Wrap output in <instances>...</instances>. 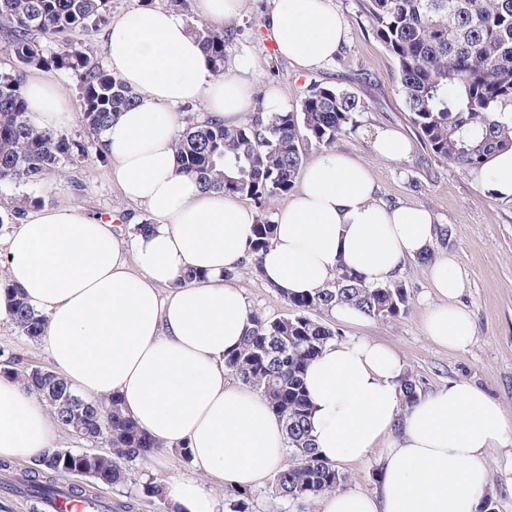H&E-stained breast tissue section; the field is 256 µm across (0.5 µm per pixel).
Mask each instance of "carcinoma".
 Returning a JSON list of instances; mask_svg holds the SVG:
<instances>
[{"instance_id": "1", "label": "carcinoma", "mask_w": 512, "mask_h": 512, "mask_svg": "<svg viewBox=\"0 0 512 512\" xmlns=\"http://www.w3.org/2000/svg\"><path fill=\"white\" fill-rule=\"evenodd\" d=\"M376 37L397 63V81L409 118L432 153L465 170L479 172L496 153L512 148V120L502 108L512 106V0H368ZM109 0H0L5 21L3 39L13 65L0 71V181L37 185L63 164L88 155L85 143L61 130L39 129L32 123L22 93V77L31 67L52 68L76 75L83 100L82 123L95 156L105 159L100 134L138 97L87 52L67 43L48 49L43 39L65 31L91 34L106 23ZM214 75L224 74L234 28L219 32L205 24L193 28ZM364 110L344 89L310 85L299 108L267 113L257 106L251 118L234 128L209 119L194 120L175 144L178 173L224 195L248 198L260 210L267 201L288 194L303 166L302 143L329 148L359 128ZM275 224L263 213L248 246L251 272L272 240ZM12 323L30 340L44 336L46 317L30 306L17 288L4 287ZM293 308L287 317L251 315L252 327L241 347L224 357V368L243 384L259 391L282 420L291 463L276 471L272 487L290 502L315 499L343 488L346 476L321 458L313 447L312 406L305 373L336 328L311 316L348 306L380 320L402 317L409 309L405 285H373L344 266L312 296L286 297ZM3 371L17 373L27 388L46 400L61 428L74 440L98 448L70 450L68 464L58 449L22 475L21 494L30 512H45L59 496L89 503L105 490L126 488L134 467L163 446L126 416L117 398L92 402L71 393L55 372L23 364L16 352L0 351ZM403 405L419 396L416 382L400 380ZM68 472L87 478L60 489L58 476ZM162 489L146 481L118 504L132 512L139 497H160ZM252 492L234 489L229 512H251Z\"/></svg>"}]
</instances>
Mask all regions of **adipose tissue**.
I'll return each instance as SVG.
<instances>
[{
	"instance_id": "ef3b65f1",
	"label": "adipose tissue",
	"mask_w": 512,
	"mask_h": 512,
	"mask_svg": "<svg viewBox=\"0 0 512 512\" xmlns=\"http://www.w3.org/2000/svg\"><path fill=\"white\" fill-rule=\"evenodd\" d=\"M260 27L276 57L302 71L334 63L349 34L331 0H271ZM102 50L113 75L138 96L102 134L111 178L152 224L132 235L64 206L29 213L4 241L0 282L20 288L46 315L43 342L54 370L78 395L118 397L166 450L187 449L195 469L230 487L257 486L283 461V424L258 391L228 384L224 369L251 315L243 289L224 273L248 263L256 214L178 174L175 110L199 104L234 127L255 106L262 63L249 48H235L228 77H214L189 21L147 5L113 19ZM22 91L38 127H64L66 102L51 80L29 77ZM262 95L265 111H282L278 94ZM478 182L512 201V150L493 157ZM274 222L262 278L295 295L326 287L341 265L368 283L391 282L436 236L430 210L384 201L367 167L335 153L302 170ZM190 269L197 279L181 283ZM429 277L438 302L425 318L426 335L466 350L474 325L457 303L462 274L443 258ZM402 374L393 350L361 338L329 342L309 366L319 455L336 463L382 451L375 491L325 495L322 512H480L486 451L507 431L501 404L473 383L452 381L404 409ZM59 432L47 403L16 374L0 373V459L51 454ZM166 495L177 512H216L213 494L192 479H171Z\"/></svg>"
}]
</instances>
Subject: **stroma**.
Here are the masks:
<instances>
[{
    "label": "stroma",
    "mask_w": 512,
    "mask_h": 512,
    "mask_svg": "<svg viewBox=\"0 0 512 512\" xmlns=\"http://www.w3.org/2000/svg\"><path fill=\"white\" fill-rule=\"evenodd\" d=\"M348 23L350 36L333 66L299 71L288 61L266 65L262 86L279 89L287 108H295L307 87L314 83L355 94L366 109L360 127L340 137L334 149L368 166L380 187L381 198L429 209L437 227L448 230L444 242L434 245L435 257L450 256L466 281L459 303L471 314L475 337L468 349L456 352L435 345L423 323L435 302L429 287V261H407L400 281L406 285L410 308L395 320L370 317L348 322L330 316L341 338L365 337L390 346L412 375L420 394L426 395L451 380H466L482 387L499 401L512 425V201H503L480 188L474 175L435 157L411 124L396 81V63L376 39L367 15L368 0H333ZM267 0H248L245 11L234 18L237 46H246L258 57L270 50L260 40V21ZM390 128L411 144L399 160H384L372 150L377 129ZM70 206L93 217H117L121 224L144 221L148 215L128 203L109 177L108 162L95 157L67 165L63 174L49 175L38 187L0 183V210L32 211ZM252 310L268 316H285L287 301L250 270L236 276ZM489 471L486 495L497 512H512V428L504 445L487 452ZM176 476L198 477L191 462L179 454L161 452L139 462L136 481L166 484Z\"/></svg>",
    "instance_id": "stroma-1"
}]
</instances>
